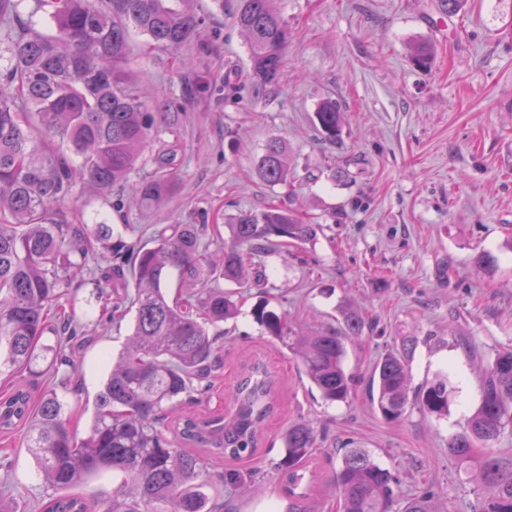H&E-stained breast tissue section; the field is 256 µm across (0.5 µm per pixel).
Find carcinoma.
<instances>
[{
    "mask_svg": "<svg viewBox=\"0 0 512 512\" xmlns=\"http://www.w3.org/2000/svg\"><path fill=\"white\" fill-rule=\"evenodd\" d=\"M23 0H0V46L9 66L0 72V373H36L47 353L61 354L60 334L71 331L63 303L72 278L91 271L90 261H119L115 301H105L102 319L135 318L128 343L113 362L87 434L69 426L64 404L48 391L32 401L19 384L0 397V430L24 431L23 445L51 487L60 491L46 512H89L90 504L68 490L112 472L122 476L107 512H212L196 479L206 456L252 458L258 435L276 407L275 380L257 361L230 393L218 415L178 414L185 400L202 393L219 360L223 324L238 313L236 293L224 280L248 288L265 279L255 259L269 248H288L315 239L323 230L296 208L272 203L230 218V243L217 253L206 239L216 224H160L145 242L127 243L110 224H61L62 206L73 189L87 186L114 210L132 199L160 207L179 182L177 150L151 157L153 170L138 162L153 137L174 132L169 101L142 99L131 33L156 48L178 51L195 45L202 21L194 0H35L50 30L18 24ZM246 39L252 96L261 100L283 78L288 26L276 0H239L234 16ZM324 138L341 133L336 102L315 112ZM259 178L288 197L293 171L288 145L268 141L257 162ZM178 289L168 292L171 273ZM134 288L129 294L128 288ZM256 321L289 351L328 403L344 402L354 379L346 372V340L363 332V317L341 309L343 328L294 329L285 316L260 299ZM57 336L56 344L43 342ZM418 337H401L371 373L372 400L383 419L399 423L417 404L430 415L448 412L453 388L444 373L411 387L410 361ZM178 414V442L159 428ZM512 429V348L498 351L482 381L478 408L448 443V456L471 474L479 490L475 512H512V454L480 455L478 449ZM316 429L300 420L284 437L278 463L288 482L289 512H311L295 494L316 448ZM331 484L337 512H441L424 493L397 501L398 478L365 448L345 449Z\"/></svg>",
    "mask_w": 512,
    "mask_h": 512,
    "instance_id": "carcinoma-1",
    "label": "carcinoma"
}]
</instances>
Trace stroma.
<instances>
[{"label":"stroma","instance_id":"stroma-1","mask_svg":"<svg viewBox=\"0 0 512 512\" xmlns=\"http://www.w3.org/2000/svg\"><path fill=\"white\" fill-rule=\"evenodd\" d=\"M238 0H198L205 48L192 69L176 51L133 38L139 78L177 112L180 185L162 207L132 203L122 211L75 190L64 209L88 224L133 225L128 240L156 224H194L210 210L218 224L258 210L275 195L255 164L270 138L288 144L297 205L325 224L324 235L296 253L260 256L263 285L244 293L239 313L225 322L220 368L203 404L217 412L244 368L263 361L277 381V406L248 461L211 457L202 482L214 490L215 512H287L286 481L276 469L281 438L297 419L313 420L320 435L298 491L315 512H336L327 477L344 447L368 448L399 479L407 498L430 493L444 512H472L474 485L448 457V441L479 405L481 378L496 351L512 348V260L495 275L477 270L480 253H499L512 235V0H463L446 13L440 0H277L290 33L280 87L252 101L245 38L234 23ZM432 48L427 67L412 60L415 45ZM210 84L194 92L198 79ZM238 87L226 95L225 81ZM343 114L336 141L321 138L314 114L325 100ZM270 299L296 326L340 327L353 305L369 322L347 346L345 368L356 379L346 402L332 405L312 392L300 360L264 334L251 309ZM65 303L77 337L65 345L79 370L37 376L0 374V395L17 383L33 396L56 389L72 430L85 436L109 357L129 335L128 322L99 325L93 281L73 279ZM418 343L410 365L413 386L447 371L454 388L449 412L436 418L412 408L385 422L368 394L372 368L398 346ZM0 494L22 512H44L54 490L22 445L21 431L0 432ZM258 470L261 482L225 486V471Z\"/></svg>","mask_w":512,"mask_h":512}]
</instances>
